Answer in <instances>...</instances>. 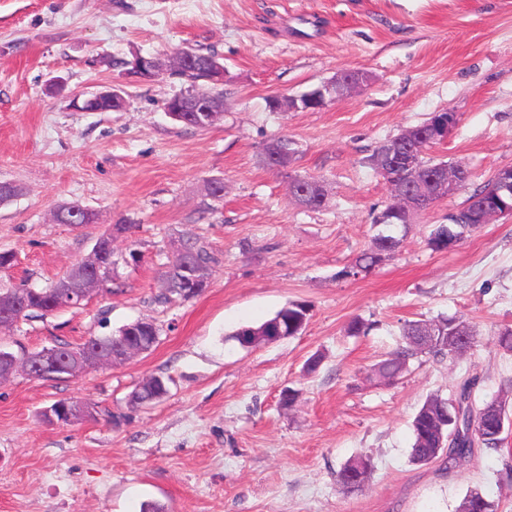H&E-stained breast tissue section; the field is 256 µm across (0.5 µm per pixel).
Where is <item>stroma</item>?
I'll use <instances>...</instances> for the list:
<instances>
[{
  "label": "stroma",
  "instance_id": "obj_1",
  "mask_svg": "<svg viewBox=\"0 0 512 512\" xmlns=\"http://www.w3.org/2000/svg\"><path fill=\"white\" fill-rule=\"evenodd\" d=\"M188 46L224 60V114L203 130L164 112L187 82L112 65ZM353 69L371 80L352 97L314 112L269 107ZM106 86L121 90V111L72 107ZM446 109L457 124L427 155L466 166L467 189L403 228L388 261L345 276L390 200L369 156ZM281 136L295 154L278 172L261 153ZM510 165L512 0H0V182L21 189L0 204V252L17 255L0 285L45 287L119 225L116 252L141 256L120 265L111 292L20 321L0 346L78 344L140 318L160 330L123 365L0 382V512H457L473 490L512 512V434L452 469L410 458L411 422L428 397H454L473 376L478 401L512 386V353L492 343L512 326V218L446 250L427 243L470 189ZM295 175L324 181L321 209L289 199ZM213 178L223 202L205 190ZM72 201L94 223H56L53 207ZM186 232L220 261L200 296L165 302L161 271ZM291 302L310 306L302 333L252 348L235 340ZM450 316L477 331L471 349L413 358L392 382L375 376L408 322ZM355 317L365 334H347ZM153 376L168 394L129 405ZM287 389L297 394L289 407ZM60 400L122 420L48 423ZM359 457L372 464L367 480L344 490L336 477Z\"/></svg>",
  "mask_w": 512,
  "mask_h": 512
}]
</instances>
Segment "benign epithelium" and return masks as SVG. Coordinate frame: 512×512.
I'll list each match as a JSON object with an SVG mask.
<instances>
[{
	"instance_id": "benign-epithelium-1",
	"label": "benign epithelium",
	"mask_w": 512,
	"mask_h": 512,
	"mask_svg": "<svg viewBox=\"0 0 512 512\" xmlns=\"http://www.w3.org/2000/svg\"><path fill=\"white\" fill-rule=\"evenodd\" d=\"M136 68L131 74L138 78H154L165 74L176 75L182 72L189 62V58L182 52L175 53L167 61L150 56L136 57ZM368 77L360 75L351 77L343 72L323 82L317 88L296 96L276 98L274 109L282 112L307 111L308 99L313 97L320 108H325L342 98H345L367 83ZM112 100V111L118 112L124 104L121 93L116 90H96L85 97L73 98V105L83 112L94 111L96 103L103 100ZM165 112L174 120L182 119L184 112L200 113L199 120L207 121L213 112H224V104L214 100L205 105H184L169 102ZM456 114L450 110L434 114L433 120L423 133L427 140H444L455 126ZM411 138V130L404 129L398 135L388 138L382 143L383 151L387 155L389 164L386 167H376L377 174L389 179L388 188L391 192V201L378 215L376 224L383 225L411 224L413 218L427 211L434 203L446 199L460 190L461 174L464 167L459 163H440L429 175L419 164V155L404 148L406 141ZM268 160L277 170H285L291 164L290 155L284 153L276 146L271 145L267 151ZM494 190L498 193L496 206L490 208L487 203L468 202V221L471 224L481 225L489 221L490 216L512 217V203H506L502 192L506 191L512 196V166L499 169L494 176ZM290 198L302 207L308 208L314 202L327 200V190L323 181L314 179L304 186L297 182H290ZM98 247L80 262L77 267L66 276L59 279V291L67 304L73 308L79 307L93 294L101 291V287L116 276L117 265L105 267L98 263L95 252ZM172 261L179 271L193 284L188 289V296H193L201 288L208 286L210 275L196 266L187 255L183 244H178L172 255ZM25 311V293L17 291L9 298H0V331L11 328L20 321ZM143 353L139 348H128L121 353H114L110 348L86 347L68 352L59 357V352L53 347H45L39 351L25 353L20 357L12 353L0 352V381L22 369L28 375L70 377L75 378L86 370L106 366H116L130 361ZM90 408L79 401H70L62 405L55 404L45 413V419L51 423L64 421L75 424L89 419Z\"/></svg>"
}]
</instances>
